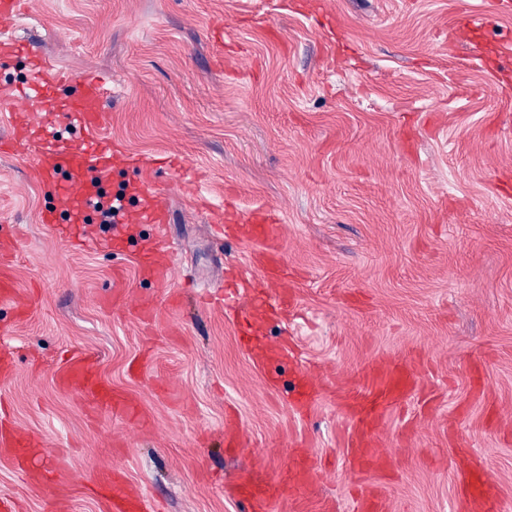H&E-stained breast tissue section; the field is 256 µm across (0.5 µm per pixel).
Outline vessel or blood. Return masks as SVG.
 I'll return each mask as SVG.
<instances>
[{
	"label": "vessel or blood",
	"instance_id": "obj_1",
	"mask_svg": "<svg viewBox=\"0 0 512 512\" xmlns=\"http://www.w3.org/2000/svg\"><path fill=\"white\" fill-rule=\"evenodd\" d=\"M59 79V74L45 62L35 61L26 91L14 97L10 103L13 112L11 144L19 148H35L36 164L42 179L52 184L66 207L70 222L75 224L94 209L97 195L89 191L85 183L92 179L102 182L109 178L112 173V151L97 142L76 149L64 147L49 127L33 123L30 116L32 103L50 102L51 90ZM109 92L110 81L107 77L83 78L77 91L64 104L72 126L85 131L97 129L102 123L101 103ZM140 193L146 197V204L134 211L122 210L120 217L139 224L154 225L155 244L151 250L141 254L140 264L145 276L164 281L170 272L164 255L173 248L166 235L169 214L161 202L162 192L155 184H143ZM226 230L239 240L258 243L254 261L267 283L266 288L259 291L241 288L239 297H251L257 311L266 318L272 317L275 309L292 305L293 295L287 290L288 274L282 262L280 225L272 223L266 214L255 212L233 215ZM59 383L67 388L98 390L99 385L93 378L91 357L83 355L72 359ZM415 389L414 381L402 369L387 362L375 363L365 368L339 399L341 412L350 428L345 450L351 481L359 488L357 512H383L381 489L368 483L367 478L378 472H392L395 457L380 449L377 430L387 415ZM321 391L316 377L302 374L294 389L295 408L307 409ZM292 446L298 461L293 487L299 491L317 481L321 471L314 457L306 451V439H297ZM463 472L469 478L466 512H493L494 502L488 492L493 480L491 472L481 461L470 459L464 461ZM241 498L246 501L249 512H272L274 505L280 502L282 492L279 485L272 482L253 487L242 493ZM112 509L113 512H141L142 509L140 498L130 493L118 477L112 483Z\"/></svg>",
	"mask_w": 512,
	"mask_h": 512
}]
</instances>
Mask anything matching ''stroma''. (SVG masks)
I'll return each mask as SVG.
<instances>
[{
  "label": "stroma",
  "mask_w": 512,
  "mask_h": 512,
  "mask_svg": "<svg viewBox=\"0 0 512 512\" xmlns=\"http://www.w3.org/2000/svg\"><path fill=\"white\" fill-rule=\"evenodd\" d=\"M1 33L0 137L33 57L112 95L97 136L112 149L108 193L131 205L163 187L176 251L167 281L144 277L154 228L87 218L78 250L41 214L58 211L33 160L0 154V249L18 305L0 304V421L37 437L27 470L0 452V500L15 512H106L104 480L167 512H247L242 480L279 479L290 440L322 461L304 512H353L343 416L332 400L290 407L296 374L340 392L372 363L404 364L416 397L379 430L396 469L386 512H463L456 462L484 459L512 512V0H27ZM63 146L95 134L69 124ZM199 177L182 189L180 175ZM227 211H269L283 228L294 305L268 321L295 361L260 366L245 316L202 303L223 277L259 284L257 246L213 233ZM140 421L61 387L70 359ZM244 433L224 446V419Z\"/></svg>",
  "instance_id": "obj_1"
}]
</instances>
